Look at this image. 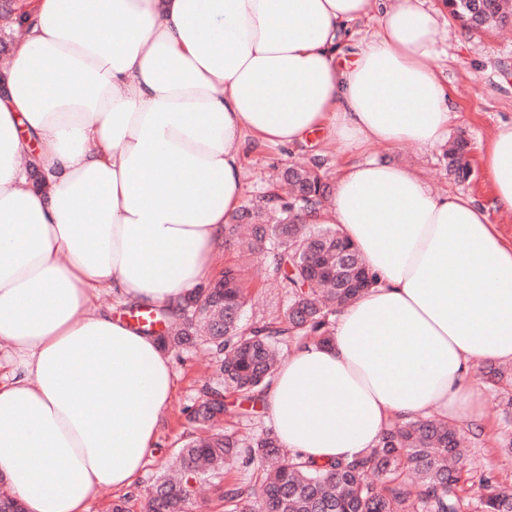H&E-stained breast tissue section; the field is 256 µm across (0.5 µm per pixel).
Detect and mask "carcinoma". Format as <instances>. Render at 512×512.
Wrapping results in <instances>:
<instances>
[{"label": "carcinoma", "instance_id": "obj_1", "mask_svg": "<svg viewBox=\"0 0 512 512\" xmlns=\"http://www.w3.org/2000/svg\"><path fill=\"white\" fill-rule=\"evenodd\" d=\"M449 13L471 31L502 26L512 19V0H445ZM467 142L446 152L457 181L470 175ZM290 188L286 203L270 196L236 211L226 238L263 257L285 289L281 314L244 319L245 268L224 267L219 277L185 301L171 321L168 309L153 312L164 324L157 340L167 352L199 342L220 356L216 386L205 388L190 418L205 426L221 420L225 394L258 404L277 369V353L305 340L326 344L338 312L374 284L355 247L335 224H302V212L325 205L330 187L312 168L292 166L280 174ZM467 440L443 422L413 418L387 428L379 444L362 457L325 464L281 457L271 431L254 437L234 430L191 437L174 451L182 478L161 475L142 512H190L197 491L207 485L224 500L226 512H512V488L491 473L474 474ZM265 464L260 491L223 483L224 469ZM485 493L473 499L468 487Z\"/></svg>", "mask_w": 512, "mask_h": 512}]
</instances>
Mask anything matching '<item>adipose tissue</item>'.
I'll use <instances>...</instances> for the list:
<instances>
[{
	"label": "adipose tissue",
	"mask_w": 512,
	"mask_h": 512,
	"mask_svg": "<svg viewBox=\"0 0 512 512\" xmlns=\"http://www.w3.org/2000/svg\"><path fill=\"white\" fill-rule=\"evenodd\" d=\"M27 0L0 66V480L25 512H89L136 488L175 389L157 339L97 306L178 310L213 278L245 202L247 145L322 130L351 153L316 224L375 285L328 345L288 351L262 393L283 447L351 460L396 418L483 421L481 362H512V125L487 201L433 193L367 145L445 141L428 0ZM376 18L352 58L341 42Z\"/></svg>",
	"instance_id": "ef3b65f1"
}]
</instances>
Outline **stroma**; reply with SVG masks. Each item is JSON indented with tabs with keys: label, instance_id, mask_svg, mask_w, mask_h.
I'll list each match as a JSON object with an SVG mask.
<instances>
[{
	"label": "stroma",
	"instance_id": "35a3bbf8",
	"mask_svg": "<svg viewBox=\"0 0 512 512\" xmlns=\"http://www.w3.org/2000/svg\"><path fill=\"white\" fill-rule=\"evenodd\" d=\"M437 48L439 54L434 64L447 75L454 104L448 136L453 139L461 135L469 142L468 160L472 169L469 181L457 183L449 177L443 148L439 145L429 149L413 143L390 149L371 145L366 154L392 157L413 169L432 191L464 193L484 200L489 196V184L481 166L484 146L497 126L512 122V31L468 32L449 19L437 34ZM345 160L339 146L324 145L319 133L291 150L273 144L248 150L242 175L245 199L256 201L271 193L272 174L290 163L317 166L331 183ZM247 285L248 318L277 314L286 301L281 289L268 278L264 260L254 261ZM170 362L177 375L175 392L140 485L127 495L131 512H138L141 501L166 468L174 449L194 432L195 426L186 409L198 402L203 385L214 378L215 356L206 347L171 356ZM503 409L501 393L486 388L483 425L473 426L465 418L460 419L458 425L465 432L471 464L480 470L492 469L500 480L512 483V456L505 452L506 445L512 443V417H505Z\"/></svg>",
	"mask_w": 512,
	"mask_h": 512
}]
</instances>
